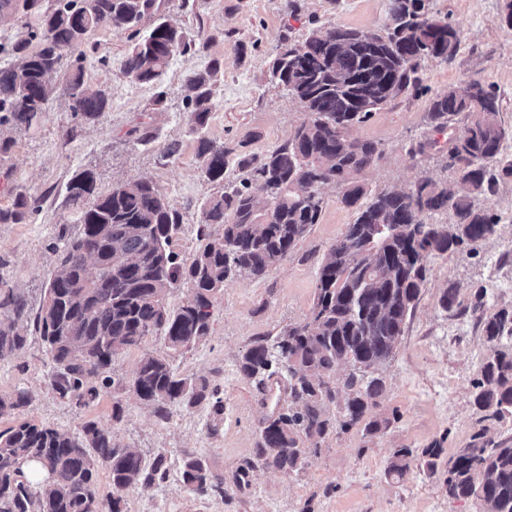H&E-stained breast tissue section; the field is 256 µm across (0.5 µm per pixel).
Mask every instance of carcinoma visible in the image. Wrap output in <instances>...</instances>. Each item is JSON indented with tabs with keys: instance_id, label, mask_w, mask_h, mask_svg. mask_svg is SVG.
Returning a JSON list of instances; mask_svg holds the SVG:
<instances>
[{
	"instance_id": "cac0c4a2",
	"label": "carcinoma",
	"mask_w": 512,
	"mask_h": 512,
	"mask_svg": "<svg viewBox=\"0 0 512 512\" xmlns=\"http://www.w3.org/2000/svg\"><path fill=\"white\" fill-rule=\"evenodd\" d=\"M423 0H387L388 23L370 32L321 24L301 43L286 44L273 62L271 77L303 103L307 118L281 145L262 158H245L248 177L229 183L202 204V223L220 224L223 235L210 238L190 263L170 249L180 216L149 179L97 191L94 176L83 171L68 185L81 234L52 243L59 269L49 280L34 322L55 371L51 386L61 397L87 406L100 395L87 383L124 351L161 335L174 351L188 349L210 335L214 302L224 284L238 278L260 279L283 261L318 223L324 206L322 188L335 184L341 202L355 220L324 253L318 268L317 297L306 320L276 337L255 342L242 355L240 372L259 383L272 368L288 373V409L262 422L255 457L263 466L288 474L307 469L321 442L336 428L328 413L333 404L343 425L364 424L365 435L387 430L391 419L375 409L385 385L379 376L427 279L428 262L495 234L497 222L476 206L512 176L502 164V144L512 140L499 96L481 80H470L435 93L427 120L448 142L432 146L445 152L453 184L421 176L409 190L373 191L358 176L374 165L383 149L350 135L381 106L411 89H421L422 62L454 61L464 34L448 17L423 11ZM22 9L38 17L36 28L17 40L0 65V127H30L46 112L51 79L61 78L70 110L83 119L104 112L108 99L85 81L88 32L124 31L131 48L124 72L139 84L160 83L171 59L196 48L195 39L160 14L158 0H22ZM220 66L213 62L186 79V105L196 129L214 110V84ZM229 151L205 138L197 155L205 179L224 181ZM36 196L17 195L0 209V223L25 224L39 210ZM447 213L453 222L434 223ZM179 282L191 295L181 307L168 308V290ZM439 304L445 311L471 313L482 328L489 353L473 381L474 405L484 419H512V310H486L479 288L469 305L447 288ZM19 316L25 301L0 291V310ZM27 343L16 320H0V359L20 353ZM346 364L351 371L336 387L331 377ZM139 400L161 412L171 403L194 407L205 401L214 414L224 411L218 390L205 377H178L168 360L147 355L130 383ZM24 391L0 395V413L24 407ZM413 450L399 448L388 466L402 479L411 470ZM35 463L43 479L27 468ZM108 470L115 493L96 499L99 468ZM166 472V457L152 463L118 446L112 433L95 421L70 437L57 430L22 422L0 431V512H124V492L148 489ZM183 483L198 495L224 491V477L200 459H188ZM448 498L472 499L491 512H512V444L486 438L477 430L448 460Z\"/></svg>"
}]
</instances>
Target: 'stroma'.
I'll list each match as a JSON object with an SVG mask.
<instances>
[{
	"label": "stroma",
	"mask_w": 512,
	"mask_h": 512,
	"mask_svg": "<svg viewBox=\"0 0 512 512\" xmlns=\"http://www.w3.org/2000/svg\"><path fill=\"white\" fill-rule=\"evenodd\" d=\"M298 4L294 12L288 0H164L166 19L206 39L208 46L175 55L161 87L132 83L123 72L126 33L100 28L86 36L82 48L87 84L107 94L105 112L92 120L74 117L56 77L51 105L37 124L28 129L0 127V137L12 142L0 159V208L9 207L19 192L41 199L38 214L28 223H0V288L25 299L23 322H33L58 268L51 243L82 231L73 221L66 191L76 174L92 172L102 193L140 178L152 180L180 214L171 248L181 259H190L203 245L198 236L201 205L222 190L201 174L198 137L228 149L226 180L246 178L239 158L266 155L306 116L303 105L271 78L283 41L300 43L314 20L374 30L387 18V0ZM502 6L503 0H427L429 12L449 17L465 39L454 62H425L426 93L404 94L351 128L353 137L380 143L383 149L380 161L361 175L367 187L405 189L422 175L447 178L435 149L409 153L411 146L433 136L426 120L429 93L483 80L495 86L503 116L512 124V28L499 21ZM213 59L221 63L216 107L198 132L185 108V78ZM160 90L165 100L159 104L155 96ZM172 144L176 152L166 154ZM323 195L318 224L288 257L263 279L225 284L205 342L174 352L163 337H147L115 358L106 371L123 379L124 387L104 389L101 379L93 378L101 392L88 406L52 390L54 364L39 334L29 333L18 356L0 359V394L23 390L30 401L0 415V430L26 421L76 436L84 422L93 420L111 430L114 442L137 450L145 460L164 453L165 479L147 490L127 491L126 512H481L473 503L450 500L445 478L449 457L480 427L472 382L488 348L474 317L442 310L439 296L443 289L454 288L466 302L481 288L489 309L512 308V178L478 200L499 223L495 234L478 244L476 255L461 251L431 261L427 284L396 353L381 370L385 392L380 410L391 417L390 427L372 438L359 424L337 427L311 465L298 474L264 468L254 456L262 421L288 406L287 379L276 376L258 387L243 376L239 362L253 340H274L308 316L319 262L353 220L336 186L325 187ZM146 354L167 357L179 377L203 376L218 385L223 413L214 415L207 403L193 408L174 403L161 417L141 403L127 384ZM117 404L122 414L116 420L112 412ZM436 440L443 446L436 471L419 460L404 479L389 476L396 449L418 452ZM191 458L223 475V493L201 496L185 487L183 464ZM240 474L245 477L241 483L236 480Z\"/></svg>",
	"instance_id": "stroma-1"
}]
</instances>
